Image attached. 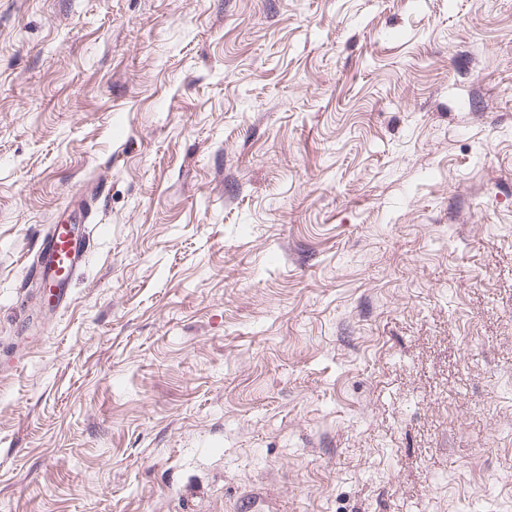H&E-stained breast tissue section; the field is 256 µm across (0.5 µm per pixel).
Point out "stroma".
Returning a JSON list of instances; mask_svg holds the SVG:
<instances>
[{
	"label": "stroma",
	"mask_w": 512,
	"mask_h": 512,
	"mask_svg": "<svg viewBox=\"0 0 512 512\" xmlns=\"http://www.w3.org/2000/svg\"><path fill=\"white\" fill-rule=\"evenodd\" d=\"M254 501L512 512V0H0V512ZM89 235L87 228L79 226L77 238L70 236L63 224H54L41 238L37 250V263L34 275L48 288H60L55 308L67 305V288L65 285L70 275L83 264L88 252Z\"/></svg>",
	"instance_id": "1"
}]
</instances>
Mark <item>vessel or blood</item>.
Here are the masks:
<instances>
[{"label":"vessel or blood","instance_id":"b4317fda","mask_svg":"<svg viewBox=\"0 0 512 512\" xmlns=\"http://www.w3.org/2000/svg\"><path fill=\"white\" fill-rule=\"evenodd\" d=\"M86 230L70 234L64 225H53L41 238L37 250L34 275L47 287L57 289L58 307H66L68 294L63 286L70 275L83 264L88 252Z\"/></svg>","mask_w":512,"mask_h":512}]
</instances>
